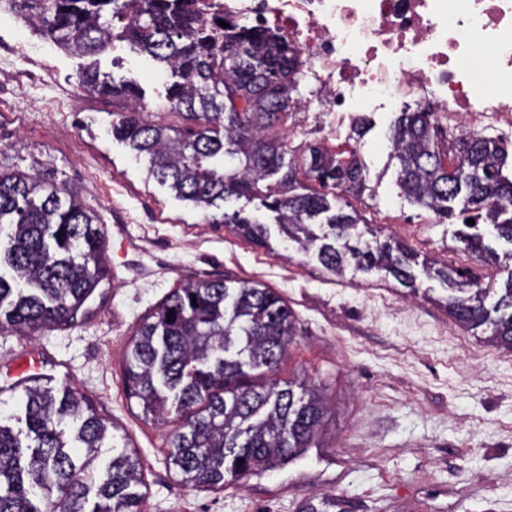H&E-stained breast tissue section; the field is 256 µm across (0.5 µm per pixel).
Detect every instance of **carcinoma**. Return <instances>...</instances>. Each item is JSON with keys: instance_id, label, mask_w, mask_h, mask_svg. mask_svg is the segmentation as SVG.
<instances>
[{"instance_id": "cac0c4a2", "label": "carcinoma", "mask_w": 512, "mask_h": 512, "mask_svg": "<svg viewBox=\"0 0 512 512\" xmlns=\"http://www.w3.org/2000/svg\"><path fill=\"white\" fill-rule=\"evenodd\" d=\"M187 0H14L63 48L100 55L127 42L171 78L166 111L175 126L149 119L138 89L89 67L82 86L129 102L112 132L149 176L193 203L214 224H230L260 245L267 223L224 204L257 199L279 229L329 271H384L415 289L411 249L391 239L352 242L360 217L330 199L364 188L355 152L310 145L302 166L322 190L297 180L277 134L292 104L297 51L274 34L216 14L203 17ZM228 27L219 26V21ZM389 140L406 197L440 218L485 212L496 238L512 244V175L500 144L475 132L455 142L430 112L403 110ZM217 212H211V209ZM463 249L495 260L483 234L465 232ZM0 331L29 335L73 324L108 279L103 233L78 194L39 172L0 171ZM448 286V313L470 328L491 326V340L512 349V274L492 303V289L454 270L422 267ZM174 315H168L169 311ZM295 335V318L270 288L255 282L201 280L175 289L133 335L125 362L127 397L147 416L179 418L169 465L195 487L224 488L256 471L299 457L324 425L325 404L313 388L275 378ZM17 417L25 429L0 423V512H143L140 459L109 440L108 428L83 396L31 377ZM112 448L104 468L101 449Z\"/></svg>"}]
</instances>
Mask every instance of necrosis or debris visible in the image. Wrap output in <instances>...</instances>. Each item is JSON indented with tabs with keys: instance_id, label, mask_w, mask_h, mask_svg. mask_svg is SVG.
Segmentation results:
<instances>
[{
	"instance_id": "necrosis-or-debris-1",
	"label": "necrosis or debris",
	"mask_w": 512,
	"mask_h": 512,
	"mask_svg": "<svg viewBox=\"0 0 512 512\" xmlns=\"http://www.w3.org/2000/svg\"><path fill=\"white\" fill-rule=\"evenodd\" d=\"M294 45L316 97L298 112H389L422 104L463 126L512 125V0H197ZM486 50L492 89L471 61Z\"/></svg>"
}]
</instances>
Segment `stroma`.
<instances>
[{
    "label": "stroma",
    "instance_id": "obj_1",
    "mask_svg": "<svg viewBox=\"0 0 512 512\" xmlns=\"http://www.w3.org/2000/svg\"><path fill=\"white\" fill-rule=\"evenodd\" d=\"M33 51L41 64L29 65ZM0 57L26 73L0 74V169L48 171L77 190L98 217L110 270L74 325L0 332V369L12 357H33L49 386L83 393L137 449L147 512H300L326 495L336 498L334 512H512V350L457 324L441 281L419 278L410 296L390 276L337 278L278 230L268 246L252 244L149 179L146 161L112 134L117 104L84 90L57 102L92 65L136 82L148 109L161 106L167 75L129 45L74 55L8 8L0 11ZM44 71L50 79L42 83ZM394 119L370 113L367 133L352 145L366 177L364 193L347 199L365 219L358 232L396 238L434 267L502 287L512 244L493 241L501 262L486 265L457 241L461 218L439 221L402 195L389 142ZM278 133L294 159L310 144L342 148L319 112L288 113ZM217 278L258 281L286 300L297 334L278 376L324 387L330 410L317 447L209 491L170 471L171 427L146 420L128 400L124 363L136 327L174 288Z\"/></svg>",
    "mask_w": 512,
    "mask_h": 512
}]
</instances>
